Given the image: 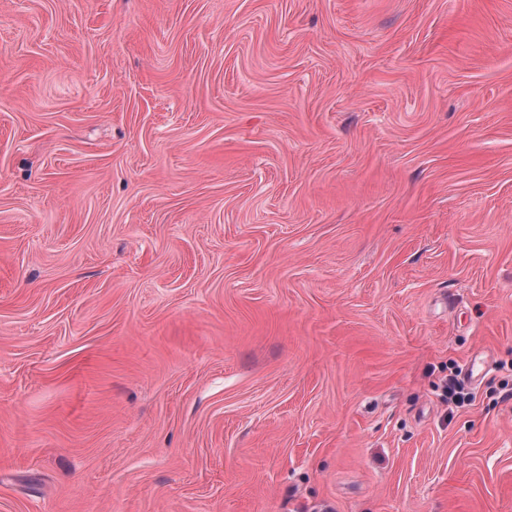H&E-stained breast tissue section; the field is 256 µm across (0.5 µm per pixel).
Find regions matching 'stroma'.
I'll return each mask as SVG.
<instances>
[{"mask_svg":"<svg viewBox=\"0 0 512 512\" xmlns=\"http://www.w3.org/2000/svg\"><path fill=\"white\" fill-rule=\"evenodd\" d=\"M510 385L512 0H0V512H512Z\"/></svg>","mask_w":512,"mask_h":512,"instance_id":"obj_1","label":"stroma"}]
</instances>
